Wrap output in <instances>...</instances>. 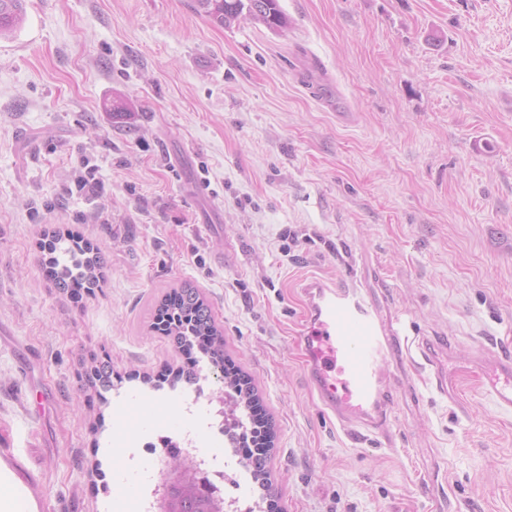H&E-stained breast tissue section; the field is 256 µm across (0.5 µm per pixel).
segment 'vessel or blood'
Here are the masks:
<instances>
[{"label":"vessel or blood","instance_id":"b4317fda","mask_svg":"<svg viewBox=\"0 0 512 512\" xmlns=\"http://www.w3.org/2000/svg\"><path fill=\"white\" fill-rule=\"evenodd\" d=\"M303 365L318 399L344 427L379 429L388 393L380 364L402 350L400 319L385 318L360 288L320 277L301 283ZM487 385L495 403L512 410V359L495 362Z\"/></svg>","mask_w":512,"mask_h":512}]
</instances>
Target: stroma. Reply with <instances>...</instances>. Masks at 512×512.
<instances>
[{"instance_id":"obj_1","label":"stroma","mask_w":512,"mask_h":512,"mask_svg":"<svg viewBox=\"0 0 512 512\" xmlns=\"http://www.w3.org/2000/svg\"><path fill=\"white\" fill-rule=\"evenodd\" d=\"M189 2L26 0L0 39V461L37 512H113L140 440L241 373L274 431L271 489L243 467L222 490L249 512H512V411L481 380L512 358V0H280L278 33ZM54 230L100 249L93 294L47 268ZM311 275L402 317L385 431L306 380ZM186 284L223 366L152 326Z\"/></svg>"}]
</instances>
